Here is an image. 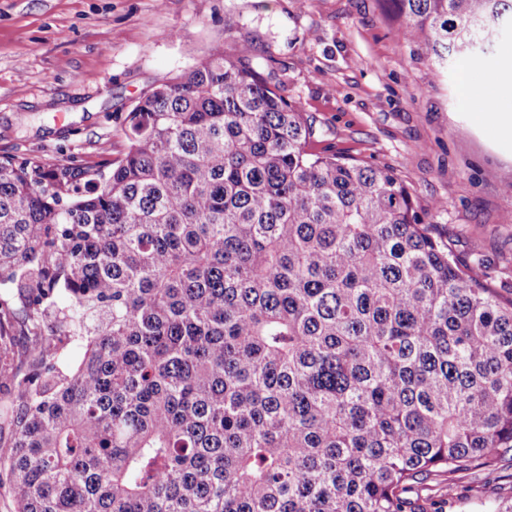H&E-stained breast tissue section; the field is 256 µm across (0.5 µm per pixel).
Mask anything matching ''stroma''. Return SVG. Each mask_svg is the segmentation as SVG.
Here are the masks:
<instances>
[{"instance_id": "stroma-1", "label": "stroma", "mask_w": 512, "mask_h": 512, "mask_svg": "<svg viewBox=\"0 0 512 512\" xmlns=\"http://www.w3.org/2000/svg\"><path fill=\"white\" fill-rule=\"evenodd\" d=\"M255 66L313 116L324 147L393 169L421 219L490 287L512 294V139L462 99L501 80L512 37L442 64L406 40L385 0H0V155L48 163L116 158L121 122L159 82L214 47ZM442 209H435V202ZM512 504V460L458 474L419 512Z\"/></svg>"}]
</instances>
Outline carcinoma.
Instances as JSON below:
<instances>
[{
    "label": "carcinoma",
    "instance_id": "obj_1",
    "mask_svg": "<svg viewBox=\"0 0 512 512\" xmlns=\"http://www.w3.org/2000/svg\"><path fill=\"white\" fill-rule=\"evenodd\" d=\"M431 60L512 0H387ZM98 165L0 156L14 512H408L512 458V297L218 46ZM84 345L61 368L48 337Z\"/></svg>",
    "mask_w": 512,
    "mask_h": 512
}]
</instances>
